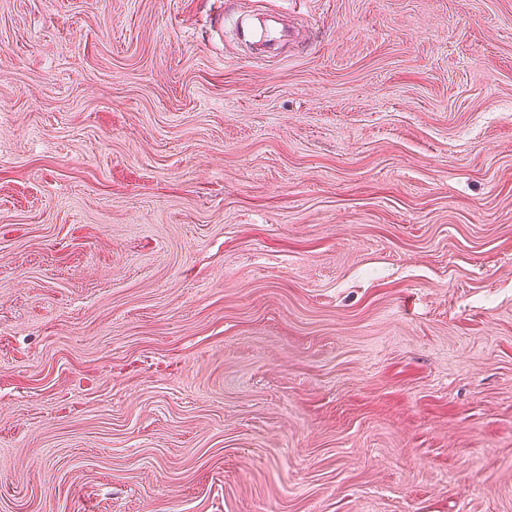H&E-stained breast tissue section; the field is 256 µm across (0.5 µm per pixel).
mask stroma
Instances as JSON below:
<instances>
[{
  "instance_id": "obj_1",
  "label": "stroma",
  "mask_w": 512,
  "mask_h": 512,
  "mask_svg": "<svg viewBox=\"0 0 512 512\" xmlns=\"http://www.w3.org/2000/svg\"><path fill=\"white\" fill-rule=\"evenodd\" d=\"M0 512H512V0H0Z\"/></svg>"
}]
</instances>
